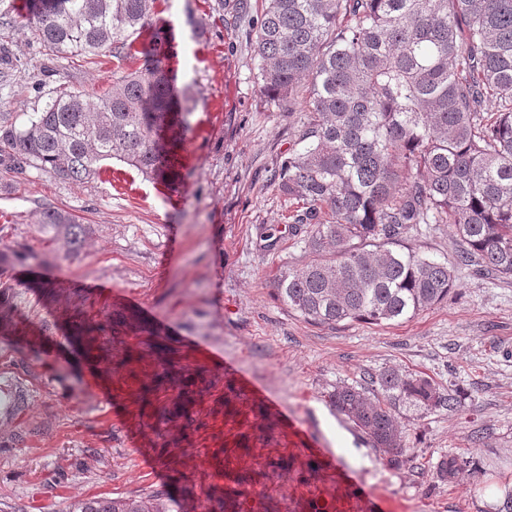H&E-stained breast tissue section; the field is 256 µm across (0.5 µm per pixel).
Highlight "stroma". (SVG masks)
Here are the masks:
<instances>
[{"label":"stroma","mask_w":512,"mask_h":512,"mask_svg":"<svg viewBox=\"0 0 512 512\" xmlns=\"http://www.w3.org/2000/svg\"><path fill=\"white\" fill-rule=\"evenodd\" d=\"M261 2L154 0L147 26L174 29L169 66L190 111L177 178L116 161L75 182L0 163V384L25 393L21 415L0 410V512H75L155 491L186 512H350L346 489L289 435L290 415L405 512L512 502V279L458 264L449 225H418L409 243L454 264L457 286L407 321L317 326L275 299L276 276L308 258L284 230L291 203L275 177L304 108L288 113L259 93ZM0 11L12 18L0 26V122L23 125L62 84L102 96L128 70L108 50L51 54L29 7L0 0ZM46 208L84 222L79 251L37 223ZM389 366L465 395L454 410L400 408L413 460L399 469L327 402L337 384H370ZM96 382L111 405L94 402ZM450 455L466 468L435 481Z\"/></svg>","instance_id":"35a3bbf8"}]
</instances>
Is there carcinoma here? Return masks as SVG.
Segmentation results:
<instances>
[{"mask_svg":"<svg viewBox=\"0 0 512 512\" xmlns=\"http://www.w3.org/2000/svg\"><path fill=\"white\" fill-rule=\"evenodd\" d=\"M153 0H32L30 23L57 55L110 49L136 59ZM170 43L154 33L150 60L93 99L65 87L18 127L0 125V153L73 181L118 160L155 176L179 163L189 128L175 90ZM260 93L294 110L308 105L298 148L280 163L294 204L289 234L309 259L282 272L275 294L315 325L346 319L399 322L448 299L454 267L404 246L419 224H449L457 263L512 277V0H265L256 33ZM79 249L83 224L56 209ZM336 413L388 464L411 461L396 411L458 408L428 379L382 369L374 387L342 383ZM443 460L434 478L466 466ZM79 512H184L160 492L97 499Z\"/></svg>","mask_w":512,"mask_h":512,"instance_id":"1","label":"carcinoma"}]
</instances>
